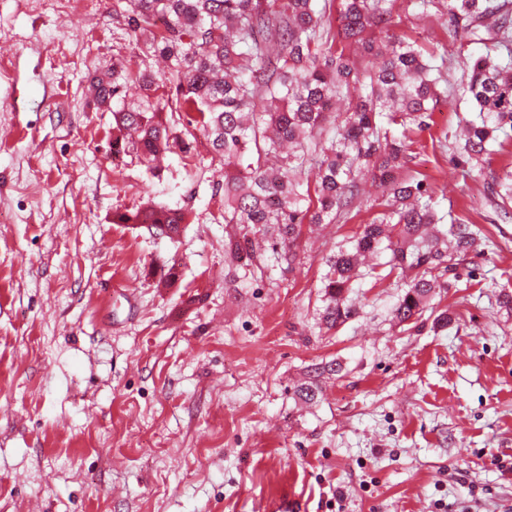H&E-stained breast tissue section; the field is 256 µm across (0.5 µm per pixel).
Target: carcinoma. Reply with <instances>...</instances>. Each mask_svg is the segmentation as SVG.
I'll use <instances>...</instances> for the list:
<instances>
[{"label": "carcinoma", "mask_w": 512, "mask_h": 512, "mask_svg": "<svg viewBox=\"0 0 512 512\" xmlns=\"http://www.w3.org/2000/svg\"><path fill=\"white\" fill-rule=\"evenodd\" d=\"M388 0H112V15L127 21L129 46L137 57L168 62L162 79L144 64L121 59L94 77L98 105L112 111V156L134 155L147 170L185 140L163 119L162 107L176 96V109L196 112L212 152L224 160V240L231 269L252 265L251 235H270L278 260L292 265L302 224H333L360 195V175L371 172L386 193V211L366 224L352 248L327 260L321 320L335 328L357 314L344 288L358 276L359 259L397 237L392 266L414 275L391 311L398 324L421 318L425 302L443 287L433 270L448 257L474 247L476 233L457 220L450 232H422L442 218L423 181L400 177L410 161L407 136L389 127L422 126L438 98L441 67L414 43L364 38L389 23ZM446 14L472 40L505 38L509 18L487 0H444ZM339 12L333 31L331 16ZM359 44L375 58L369 82L343 113L336 136L322 142L315 133L333 117V107L358 77L357 62L336 40ZM465 92L480 122L466 124L462 154L471 160L487 152L496 132L512 129V69L490 56L465 62ZM319 154L314 187L302 177L310 152ZM116 224H143L169 239L189 214L152 200L118 214Z\"/></svg>", "instance_id": "1"}]
</instances>
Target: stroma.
Returning a JSON list of instances; mask_svg holds the SVG:
<instances>
[{"label":"stroma","mask_w":512,"mask_h":512,"mask_svg":"<svg viewBox=\"0 0 512 512\" xmlns=\"http://www.w3.org/2000/svg\"><path fill=\"white\" fill-rule=\"evenodd\" d=\"M389 7L391 33L445 58L403 173L478 240L437 269L415 327L391 319L409 275L380 246L376 276L347 290L358 316L329 330L325 258L379 217L381 188L303 224L293 266L267 244L225 287L222 164L195 113L165 112L191 150L160 176L112 157L90 84L130 55L112 0H0V512H261L285 488L305 512H512V200L488 197L512 135L467 162L454 138L476 117L464 57L512 68V40L470 41L419 0ZM149 198L192 223L172 239L113 223ZM331 361L322 398L296 401Z\"/></svg>","instance_id":"1"}]
</instances>
